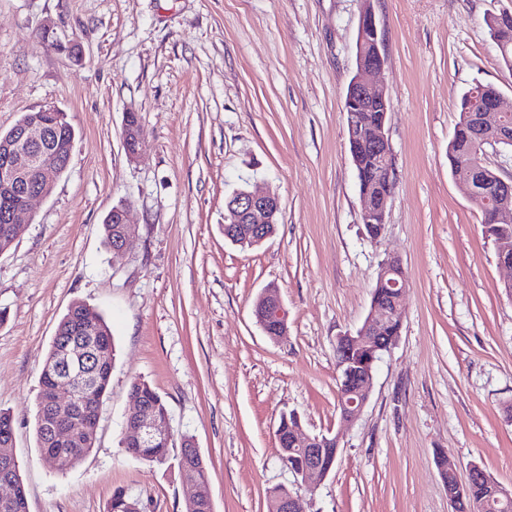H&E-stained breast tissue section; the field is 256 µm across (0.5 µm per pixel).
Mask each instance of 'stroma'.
I'll return each mask as SVG.
<instances>
[{
    "label": "stroma",
    "instance_id": "35a3bbf8",
    "mask_svg": "<svg viewBox=\"0 0 512 512\" xmlns=\"http://www.w3.org/2000/svg\"><path fill=\"white\" fill-rule=\"evenodd\" d=\"M372 5L385 56L372 80L391 101L395 182L375 239L344 112L360 0H0V132L48 105L76 130L67 170L0 253V409L15 418L28 512H105L118 488L142 512H184L187 436L214 512H268L276 487L306 512H453L442 455L460 481L476 464L512 486V271L448 162L465 91L488 83L512 105V68L485 23L512 0ZM47 22L80 46V62L39 43ZM131 110L143 132L136 160L122 143ZM239 188L280 202L274 234L253 248L224 237L225 200ZM122 203L138 238L116 254L102 222ZM391 257L409 282L401 336L344 425L336 338L361 327ZM271 283L287 314L279 342L253 315ZM77 300L103 313L116 355L95 445L60 471L37 446L34 402ZM137 379L171 415L163 464L119 445ZM289 414L339 439L313 493L279 459Z\"/></svg>",
    "mask_w": 512,
    "mask_h": 512
}]
</instances>
